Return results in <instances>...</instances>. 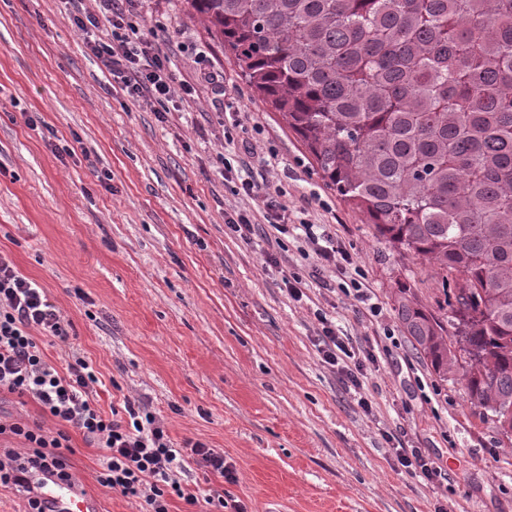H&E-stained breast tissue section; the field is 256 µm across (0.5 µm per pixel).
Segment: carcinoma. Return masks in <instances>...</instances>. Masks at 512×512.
Wrapping results in <instances>:
<instances>
[{
    "label": "carcinoma",
    "instance_id": "1",
    "mask_svg": "<svg viewBox=\"0 0 512 512\" xmlns=\"http://www.w3.org/2000/svg\"><path fill=\"white\" fill-rule=\"evenodd\" d=\"M327 186L427 262L397 315L470 404L512 423V0H187Z\"/></svg>",
    "mask_w": 512,
    "mask_h": 512
}]
</instances>
